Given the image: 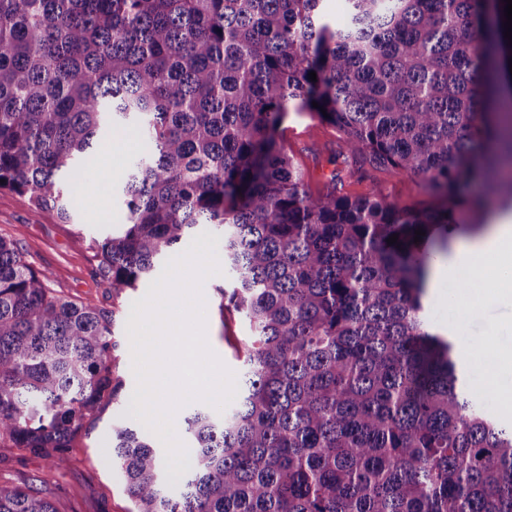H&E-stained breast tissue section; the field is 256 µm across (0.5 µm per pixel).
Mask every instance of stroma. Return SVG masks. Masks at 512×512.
I'll use <instances>...</instances> for the list:
<instances>
[{"label":"stroma","mask_w":512,"mask_h":512,"mask_svg":"<svg viewBox=\"0 0 512 512\" xmlns=\"http://www.w3.org/2000/svg\"><path fill=\"white\" fill-rule=\"evenodd\" d=\"M277 137L303 169L310 191L316 195L326 193L333 169L328 158L341 146L336 129L307 113L292 112L278 129ZM143 149L141 140L131 134L100 141L96 161L81 175L83 194L76 199L81 219L76 224L60 223L51 212H33L23 198L0 189V235L17 240L28 261L50 273L52 288L73 300L113 310L120 344L118 372L130 393L135 390L136 378L126 325L133 302L144 297L148 287L142 284L113 298L111 291L92 276L97 258L90 238L102 225L122 221L121 182L131 156L141 154ZM341 192L352 198L374 192L399 206L428 199L420 176L385 169L369 171L362 177L343 175ZM462 247V242H455L448 258L437 259V266L447 267L448 276L429 287L427 312L433 330L456 331L458 352L469 369L471 384L493 398L498 390H512V375L499 376L497 389H490L486 383L488 368L484 361L472 357L470 348L491 338L512 346V307L488 303L465 315L459 305L449 301L458 275L469 268L460 257ZM223 283V276H216L203 290L206 337L223 363L237 373L241 362L236 347L249 330L241 318L220 315L217 288ZM111 443L110 422L105 419L88 436L76 440L69 461L62 468L15 448H0V482L45 481L56 494L60 512H130L131 500L112 464Z\"/></svg>","instance_id":"obj_1"}]
</instances>
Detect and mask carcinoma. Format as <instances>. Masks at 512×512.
Masks as SVG:
<instances>
[{
  "label": "carcinoma",
  "instance_id": "cac0c4a2",
  "mask_svg": "<svg viewBox=\"0 0 512 512\" xmlns=\"http://www.w3.org/2000/svg\"><path fill=\"white\" fill-rule=\"evenodd\" d=\"M324 2L0 0V189L68 224L97 142L138 133L95 278L118 298L211 228L219 309L251 330L237 404L184 417L178 492L147 437L111 422L134 512H512V424L423 302L430 265L512 184L505 2L344 0L341 27ZM290 112L340 132L349 174H417L432 201L338 195V170L313 195L276 139ZM49 282L0 236V448L62 467L125 383L114 311ZM0 512L58 509L43 485L0 483Z\"/></svg>",
  "mask_w": 512,
  "mask_h": 512
}]
</instances>
